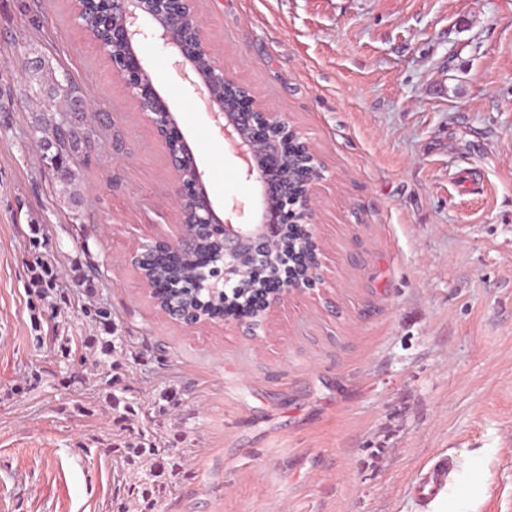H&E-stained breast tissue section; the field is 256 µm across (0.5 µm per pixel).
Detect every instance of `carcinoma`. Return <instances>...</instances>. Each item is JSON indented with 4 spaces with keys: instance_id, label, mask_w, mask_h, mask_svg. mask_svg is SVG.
<instances>
[{
    "instance_id": "1",
    "label": "carcinoma",
    "mask_w": 512,
    "mask_h": 512,
    "mask_svg": "<svg viewBox=\"0 0 512 512\" xmlns=\"http://www.w3.org/2000/svg\"><path fill=\"white\" fill-rule=\"evenodd\" d=\"M48 126L52 127V135L38 139L45 148L43 159L52 168L63 171L57 182L69 185L75 178L70 159L85 137L71 124L41 118L39 131ZM306 169V157L288 149V194L297 190L299 176ZM309 238L305 225H286L279 252L257 270L255 281L239 285L234 294L223 302L219 295H212L199 285L201 267L220 262L223 251L217 230L208 224H200L195 228L192 246L182 252L180 258L170 262L168 258L161 257L148 268L147 277L153 286L151 297L159 300L160 308L172 306L182 311H203L213 318L247 317L261 298L278 290L285 279H302L311 273V262H301L302 255L310 250ZM38 266L51 271L46 280L37 285L38 296L48 301L51 310L56 311L59 303L66 302V293L57 289L56 267L49 258L40 260ZM81 312L104 332L102 336L85 339V347L93 352L96 387L105 394L112 413L127 421L137 415L135 402L126 397L125 391L114 386L112 370L117 367L113 358L130 347V337L116 334L112 310L105 303L84 302ZM52 342L57 361L68 373L69 383L79 390L85 389L89 383V377L83 370L86 356L72 351V338L65 332L56 331ZM114 448L121 451L130 477L127 503L118 507L117 512H131L134 508L137 512H156L185 473L190 449L171 448L165 437L144 433L116 444Z\"/></svg>"
}]
</instances>
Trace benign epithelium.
<instances>
[{"instance_id":"7a95c632","label":"benign epithelium","mask_w":512,"mask_h":512,"mask_svg":"<svg viewBox=\"0 0 512 512\" xmlns=\"http://www.w3.org/2000/svg\"><path fill=\"white\" fill-rule=\"evenodd\" d=\"M73 19L106 55L112 57L113 74L138 104H148L143 113L164 145L175 173L174 199L180 213L182 237L195 224H218L224 246L223 280L202 274L201 286L219 293L230 284L246 280L257 261L272 259L280 247L285 225L311 221L312 185L317 176L304 184V191L290 205L283 204L287 172L279 135L294 133L279 112H266L246 86L224 75V66L210 54L207 34L197 13L195 0H72ZM153 38L176 56L175 67L190 86L201 94L231 151L242 162L247 178L261 187V211L251 224L232 222L244 214L245 205H232V215L218 214L203 180L196 158L168 101L156 88L140 56L137 45ZM168 248H181L176 241L157 239L142 245L131 263L140 264ZM317 281H285L281 292L258 311L256 324L239 319L237 324L256 335L267 311L292 290L315 288Z\"/></svg>"}]
</instances>
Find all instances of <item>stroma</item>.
Listing matches in <instances>:
<instances>
[{
    "mask_svg": "<svg viewBox=\"0 0 512 512\" xmlns=\"http://www.w3.org/2000/svg\"><path fill=\"white\" fill-rule=\"evenodd\" d=\"M227 77L279 112L322 165L312 191L321 281L256 335L185 327L129 257L176 238L166 151L71 0H0V512H113L144 431L193 448L159 512H431L412 485L441 455L450 512H512V0H197ZM138 51L217 209L259 187L154 39ZM40 60L37 73L23 63ZM68 77L89 131L63 189L35 127ZM75 290L87 262L133 344L114 420L56 361L80 350L78 301L50 314L31 269ZM176 393L168 412L158 392Z\"/></svg>",
    "mask_w": 512,
    "mask_h": 512,
    "instance_id": "obj_1",
    "label": "stroma"
}]
</instances>
